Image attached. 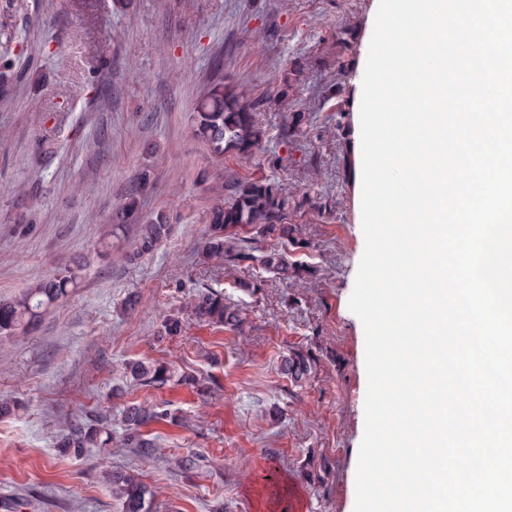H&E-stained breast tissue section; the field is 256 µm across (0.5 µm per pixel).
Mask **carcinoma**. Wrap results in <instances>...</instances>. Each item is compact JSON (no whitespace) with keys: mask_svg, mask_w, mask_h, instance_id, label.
Masks as SVG:
<instances>
[{"mask_svg":"<svg viewBox=\"0 0 512 512\" xmlns=\"http://www.w3.org/2000/svg\"><path fill=\"white\" fill-rule=\"evenodd\" d=\"M257 103L230 85L224 83L221 63H216L212 80L193 113L196 139L217 161L233 157L239 161L251 157L261 145L264 131L256 119ZM150 183L149 171H142L128 191L125 201L113 219L111 230L126 223L142 221L134 251L128 255L133 261L152 253L167 238L169 224L163 212L140 218V200ZM288 189L264 176L234 180L227 188H218L206 213L208 233L199 246V255L209 260L220 258L230 265L259 259L268 273L286 279L298 274V268L288 260V247L304 248L292 236L285 202ZM266 241L260 256H255L257 243ZM81 266L60 270L40 279L26 292L8 301L0 300V337L18 336L29 331L43 313L68 297L77 285ZM195 316L214 326L237 331L242 322L241 309L224 299V292L212 287L198 290L192 302ZM186 327L184 317L172 313L162 323V333L178 336ZM314 358L300 352L281 356L282 372L296 381L312 372ZM124 374L141 386L160 387L172 377L170 367L163 363L128 361ZM181 421L180 412L159 405L127 404L121 412L125 431V445L150 454L155 448L153 439L142 428L152 422ZM112 445V420L104 414H93L85 421L71 426L59 435L57 447L65 454L79 456L86 448H106ZM176 467L190 473L200 467L201 455L189 450L175 457ZM112 498L119 512H150V491L132 471L112 472Z\"/></svg>","mask_w":512,"mask_h":512,"instance_id":"carcinoma-1","label":"carcinoma"}]
</instances>
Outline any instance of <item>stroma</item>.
<instances>
[{"label":"stroma","mask_w":512,"mask_h":512,"mask_svg":"<svg viewBox=\"0 0 512 512\" xmlns=\"http://www.w3.org/2000/svg\"><path fill=\"white\" fill-rule=\"evenodd\" d=\"M373 0H0V298L85 260L79 284L29 334L0 338V512H116L107 471L134 469L151 512H354L364 432L365 335L349 307L364 250L357 106ZM346 42L338 52L337 42ZM257 101L266 140L252 160L217 165L193 134L215 61ZM292 107L281 103L282 95ZM143 213L171 233L134 264L138 227L103 249L105 225L141 171ZM287 183L294 235L281 279L258 262L200 261L212 184L246 176ZM257 284V294L240 290ZM239 306L241 332L189 319L162 336L163 316L202 286ZM135 310H125L127 296ZM311 355L307 379L280 370L283 351ZM130 360L167 362L201 385L161 388L124 376ZM128 402L168 403L182 424L145 432L153 456L122 445ZM98 411L112 445L61 455L58 436ZM192 448L200 469L173 457Z\"/></svg>","instance_id":"obj_1"}]
</instances>
